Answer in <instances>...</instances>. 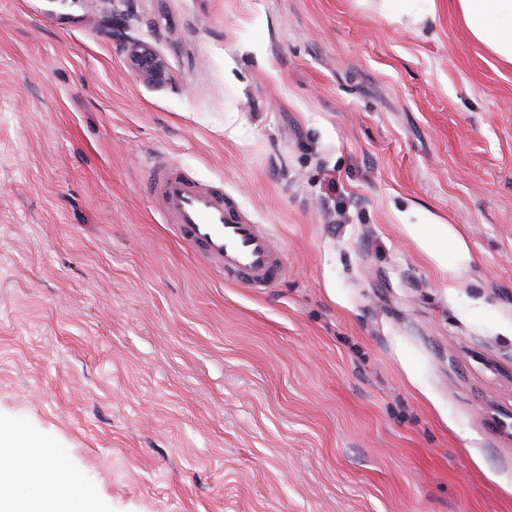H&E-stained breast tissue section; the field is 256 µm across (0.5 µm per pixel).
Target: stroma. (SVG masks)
Listing matches in <instances>:
<instances>
[{
    "label": "stroma",
    "instance_id": "obj_1",
    "mask_svg": "<svg viewBox=\"0 0 512 512\" xmlns=\"http://www.w3.org/2000/svg\"><path fill=\"white\" fill-rule=\"evenodd\" d=\"M129 6L161 82L110 0H0V429L96 512H512V65L448 0ZM160 156L283 278L206 269ZM383 11L391 18L400 21L405 16H412L418 23H424L429 16L425 2L434 0H382ZM127 19L128 14L113 7L110 16L103 21L107 34L129 53L140 77L150 81H160L164 72L162 59L139 44L129 42L126 35Z\"/></svg>",
    "mask_w": 512,
    "mask_h": 512
}]
</instances>
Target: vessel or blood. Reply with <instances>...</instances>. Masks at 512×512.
<instances>
[{
  "instance_id": "1",
  "label": "vessel or blood",
  "mask_w": 512,
  "mask_h": 512,
  "mask_svg": "<svg viewBox=\"0 0 512 512\" xmlns=\"http://www.w3.org/2000/svg\"><path fill=\"white\" fill-rule=\"evenodd\" d=\"M149 177L170 224L209 265L257 289L283 276L281 251L231 196L191 180L163 161Z\"/></svg>"
}]
</instances>
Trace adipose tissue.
Instances as JSON below:
<instances>
[{"instance_id":"ef3b65f1","label":"adipose tissue","mask_w":512,"mask_h":512,"mask_svg":"<svg viewBox=\"0 0 512 512\" xmlns=\"http://www.w3.org/2000/svg\"><path fill=\"white\" fill-rule=\"evenodd\" d=\"M472 38L501 61L512 64V0H448ZM29 469L47 496L32 499L20 489L8 459L0 460V512H89L86 489L65 481L49 448L27 452Z\"/></svg>"}]
</instances>
